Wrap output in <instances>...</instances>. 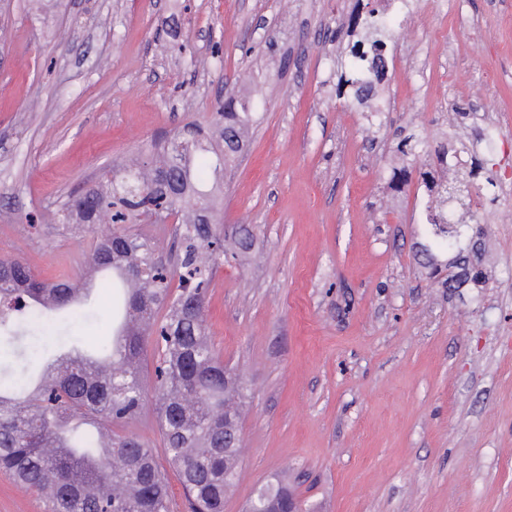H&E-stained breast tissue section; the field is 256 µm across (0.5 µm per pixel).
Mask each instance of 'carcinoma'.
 Returning <instances> with one entry per match:
<instances>
[{
	"label": "carcinoma",
	"instance_id": "1",
	"mask_svg": "<svg viewBox=\"0 0 512 512\" xmlns=\"http://www.w3.org/2000/svg\"><path fill=\"white\" fill-rule=\"evenodd\" d=\"M364 38L376 56L383 55L381 24L366 23ZM252 123L248 103L229 97L210 129L186 125L154 145L149 157L113 164L98 186L50 214L56 223L78 217L93 228L91 271L112 272V294L121 298L104 357L72 344L42 363L35 378L0 368V471L26 491L58 498L56 512H171L154 448L112 431L144 408L142 356L152 337L158 357L153 402L164 454L190 512H224L242 453V439L235 429L224 430V416L240 415L242 382L224 373L204 324L206 291L224 255L208 185L235 168ZM435 202L430 237L438 245L460 244L465 225L446 222L445 207H460L472 220L471 200L464 194L450 200L442 183ZM168 215L175 219V288L149 240L115 228L157 224ZM79 291L71 280L41 281L20 260L1 259L0 347H12L21 359L39 357L24 331L45 328L65 309L72 319L83 317ZM250 502L257 512L272 506L288 512V485L268 482Z\"/></svg>",
	"mask_w": 512,
	"mask_h": 512
}]
</instances>
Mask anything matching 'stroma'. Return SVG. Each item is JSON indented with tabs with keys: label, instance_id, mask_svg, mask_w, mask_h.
Instances as JSON below:
<instances>
[{
	"label": "stroma",
	"instance_id": "1",
	"mask_svg": "<svg viewBox=\"0 0 512 512\" xmlns=\"http://www.w3.org/2000/svg\"><path fill=\"white\" fill-rule=\"evenodd\" d=\"M387 0H0V259L80 277L92 234L46 220L113 162L208 118L255 122L214 220L254 237L224 257L207 333L243 382L244 454L224 512L287 480L307 512H512V0H411L386 39L413 53L369 116L342 85ZM499 126L494 151L482 125ZM412 137L413 155L396 147ZM477 167L484 278L454 288L416 221L438 146ZM112 302L56 325L107 334ZM157 448L187 512L152 407Z\"/></svg>",
	"mask_w": 512,
	"mask_h": 512
}]
</instances>
